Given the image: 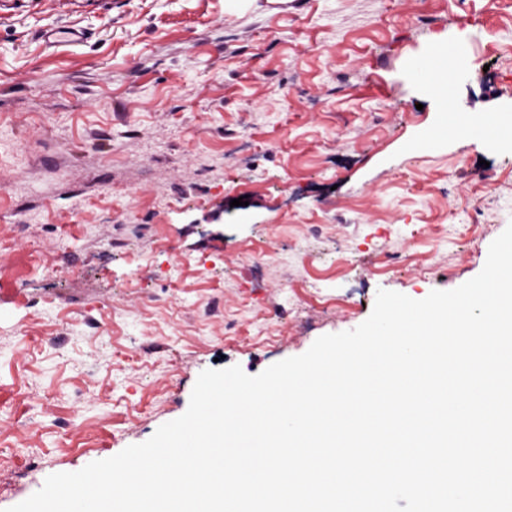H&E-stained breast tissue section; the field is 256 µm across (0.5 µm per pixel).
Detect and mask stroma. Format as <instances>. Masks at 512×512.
I'll use <instances>...</instances> for the list:
<instances>
[{"mask_svg": "<svg viewBox=\"0 0 512 512\" xmlns=\"http://www.w3.org/2000/svg\"><path fill=\"white\" fill-rule=\"evenodd\" d=\"M87 42L49 48L44 26ZM455 46L450 100L418 67ZM512 0H57L0 18V512L199 374L478 275L512 223ZM247 197L244 206L236 205Z\"/></svg>", "mask_w": 512, "mask_h": 512, "instance_id": "1", "label": "stroma"}]
</instances>
